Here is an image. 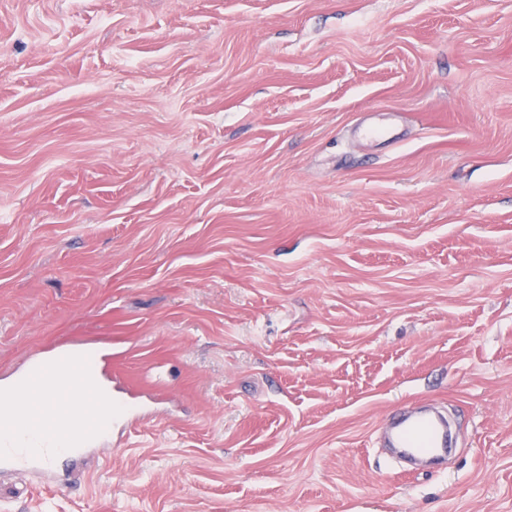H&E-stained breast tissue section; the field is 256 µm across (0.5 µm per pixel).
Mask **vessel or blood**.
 <instances>
[{
    "mask_svg": "<svg viewBox=\"0 0 512 512\" xmlns=\"http://www.w3.org/2000/svg\"><path fill=\"white\" fill-rule=\"evenodd\" d=\"M92 356L62 345L52 356L35 353L15 371L12 384L0 390V464L9 462L35 469L50 487L67 489L69 473L60 460L77 462L88 457L102 440L148 418L130 400L89 380ZM84 398L78 414L66 411L63 395ZM393 447L408 455H445L448 425L445 420L405 411L390 433Z\"/></svg>",
    "mask_w": 512,
    "mask_h": 512,
    "instance_id": "vessel-or-blood-1",
    "label": "vessel or blood"
}]
</instances>
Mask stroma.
<instances>
[{"instance_id":"stroma-1","label":"stroma","mask_w":512,"mask_h":512,"mask_svg":"<svg viewBox=\"0 0 512 512\" xmlns=\"http://www.w3.org/2000/svg\"><path fill=\"white\" fill-rule=\"evenodd\" d=\"M61 341L162 416L0 512H512V0H0V376ZM393 448L408 455L443 456L448 452V425L443 419L405 410L390 433Z\"/></svg>"}]
</instances>
